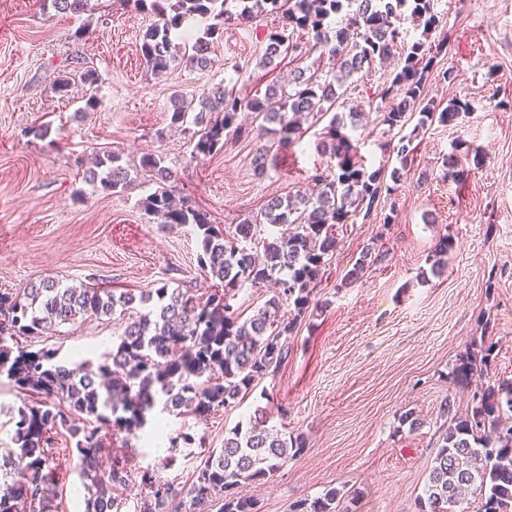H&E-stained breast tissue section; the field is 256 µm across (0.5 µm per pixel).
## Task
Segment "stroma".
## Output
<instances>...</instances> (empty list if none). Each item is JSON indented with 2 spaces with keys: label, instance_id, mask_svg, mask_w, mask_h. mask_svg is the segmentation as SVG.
Listing matches in <instances>:
<instances>
[{
  "label": "stroma",
  "instance_id": "stroma-1",
  "mask_svg": "<svg viewBox=\"0 0 512 512\" xmlns=\"http://www.w3.org/2000/svg\"><path fill=\"white\" fill-rule=\"evenodd\" d=\"M438 26L405 19L408 41L447 42L428 70L427 99L466 102L457 123L433 122L403 135L415 150L407 176L382 194L370 217L350 216L337 227L338 246L315 290L310 310L287 360L235 411L208 418L156 411L168 434L187 432L220 448L225 431L267 406L273 425L302 436L305 446L258 491L261 512H290L293 502L334 487H359L352 512H418V497L437 449L440 407L456 412L471 403L470 389L451 372L461 355L493 345L490 381L512 379V0H434ZM155 17L119 0H91L80 14L42 15L36 0H0V292L44 279L78 287L99 284L140 293L169 283L207 297L216 280L200 269L199 243L186 230H168L141 207L159 185L143 169L162 156L179 179L171 187L189 197L212 224L234 231L268 199L308 189L327 154L316 128L301 142L265 138L264 165L257 144L225 138L217 153L193 157L194 127L170 123L172 96L199 110L204 93L233 81L237 95L264 93L294 67L333 69L328 57L310 54L261 67L267 15L247 26H224L204 68L148 72L142 36ZM96 70L95 87L74 84L68 95L52 84L64 72ZM457 74L445 83V70ZM392 67H373L345 95L346 107L382 112L381 91ZM98 105L85 110L87 94ZM47 125V137L34 128ZM119 153L137 169L134 188L109 191L89 183L94 156ZM453 246L442 274L431 275L440 238ZM371 248L362 278L344 276ZM120 315L83 317L38 337L61 363L82 357L102 362L122 331ZM414 411L417 429L400 416ZM140 465L190 480L200 449L162 466L148 431L135 442Z\"/></svg>",
  "mask_w": 512,
  "mask_h": 512
}]
</instances>
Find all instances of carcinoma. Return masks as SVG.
Instances as JSON below:
<instances>
[{"instance_id": "1", "label": "carcinoma", "mask_w": 512, "mask_h": 512, "mask_svg": "<svg viewBox=\"0 0 512 512\" xmlns=\"http://www.w3.org/2000/svg\"><path fill=\"white\" fill-rule=\"evenodd\" d=\"M150 7L157 17L145 31L140 47L145 64L161 74L172 64L204 67L209 42L198 38L187 47L177 43L189 24L219 18L222 23L245 25L259 15L275 13L279 30L267 34L262 66L284 55L302 59L320 51L336 61V71L320 75L297 68L288 85L272 84L264 94L244 99L220 83L201 99L193 124L198 130L193 153L207 157L221 149L224 135L262 139L276 132L290 141L301 138L298 118L314 121L329 117L319 132L330 163L311 175L309 192L270 198L256 216L244 219L235 231L224 232L189 201L179 203L171 192H154L142 201L147 214L171 230L192 227L201 244V270L221 282L206 300L189 290L164 283L136 297L110 288H61L43 280L16 293H0V378L34 396L18 409L14 448L0 459V512H56L53 481L59 452L50 446V433L60 428L73 446L68 457L79 470L90 493L88 512H122L117 488L136 481L148 490L135 512H201L219 499L221 512H260L259 499L248 488L261 485L300 455L303 441L270 424L268 407L256 406L246 422L224 436V448L202 458L187 485L164 479L154 466L135 463L131 439L148 424L158 402L179 415L207 417L232 411L288 359L290 338L314 304V290L336 250L335 227L351 214L370 216L383 192L385 170L368 171L355 160L346 130L361 126L359 112H340L347 87L397 49L404 48L401 69L382 94L392 100L389 110L375 113L373 122L388 130L417 119L415 128L437 120L454 123L464 110L458 100L437 110L425 102V71L433 58H424V43L405 46L400 21L410 9L415 22L428 28L438 22L434 0H121ZM90 0H39L42 10L80 13ZM335 26L334 34L327 28ZM299 33L301 42L291 40ZM248 112L257 125L238 122ZM396 155L400 166L390 179L402 180L412 137L382 144ZM155 180L176 181V172L161 157L145 161ZM91 180L108 190H126L135 179L122 157L108 153L97 161ZM288 225V232L270 227ZM452 239L436 248L431 270L447 266ZM273 288V295L248 317L234 300L245 287ZM144 310H134V303ZM127 315L118 343L103 362L72 364L55 361V352L31 350L19 340L40 336L46 322L56 325L83 316H111L116 308ZM493 346L469 351L458 359L453 381L467 385L478 370L488 368ZM439 427V445L428 478L419 495V512H456L467 497L477 500L478 512H512V381L475 388L471 409L452 413L446 402ZM112 428L120 447L106 448L101 426ZM341 491L331 487L313 499L293 503L291 512H348L340 505Z\"/></svg>"}]
</instances>
